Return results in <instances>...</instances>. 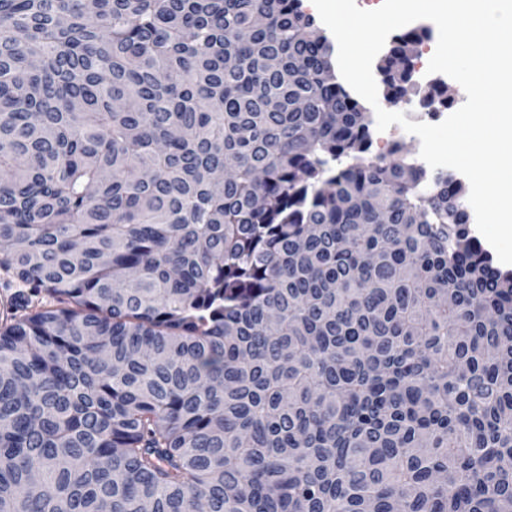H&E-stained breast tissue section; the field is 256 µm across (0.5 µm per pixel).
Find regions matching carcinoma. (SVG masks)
Instances as JSON below:
<instances>
[{"label":"carcinoma","instance_id":"carcinoma-1","mask_svg":"<svg viewBox=\"0 0 512 512\" xmlns=\"http://www.w3.org/2000/svg\"><path fill=\"white\" fill-rule=\"evenodd\" d=\"M371 145L302 0H0V512H512V273Z\"/></svg>","mask_w":512,"mask_h":512}]
</instances>
